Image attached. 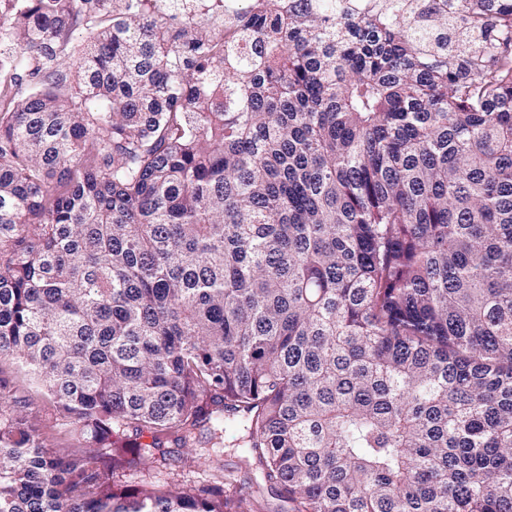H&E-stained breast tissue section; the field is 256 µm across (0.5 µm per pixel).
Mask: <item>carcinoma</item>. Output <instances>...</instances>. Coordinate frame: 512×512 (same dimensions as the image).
Masks as SVG:
<instances>
[{
	"label": "carcinoma",
	"mask_w": 512,
	"mask_h": 512,
	"mask_svg": "<svg viewBox=\"0 0 512 512\" xmlns=\"http://www.w3.org/2000/svg\"><path fill=\"white\" fill-rule=\"evenodd\" d=\"M11 2L0 361L84 447L0 378V512H512V0ZM228 425L268 495L119 484ZM238 0H190L191 13L208 17L215 22L224 21L226 32L231 31L230 23L237 17ZM0 370V376L9 383L12 400L18 408L36 418L51 447L67 452L82 446L72 419L58 408L54 400L23 369L12 361L4 360Z\"/></svg>",
	"instance_id": "carcinoma-1"
}]
</instances>
